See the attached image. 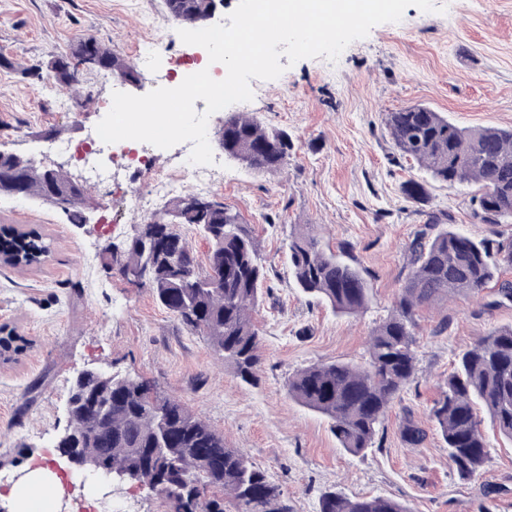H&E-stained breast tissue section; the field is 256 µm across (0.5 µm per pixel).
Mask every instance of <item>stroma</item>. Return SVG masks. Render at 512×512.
<instances>
[{
    "mask_svg": "<svg viewBox=\"0 0 512 512\" xmlns=\"http://www.w3.org/2000/svg\"><path fill=\"white\" fill-rule=\"evenodd\" d=\"M439 12L407 8L397 23L372 28L331 62L325 57L290 63L274 80H251L253 98L212 114L208 133L223 117L250 114L288 132L294 149L279 171L257 174L224 158V179L207 188L253 224L269 270L255 314L263 360L255 383L243 382L156 302L148 289L110 274L103 250L135 232L142 211L124 206L130 189L152 193L157 178L178 179L179 193L197 191L183 173L185 144L153 148L149 166L132 173L122 155L112 180L85 182L78 155H45L46 143L81 144L106 115L115 86L144 95L176 57L196 56L163 0H0V54L15 68H0V148L85 182L86 223L74 224L43 202L0 196V224L38 226L52 252L40 267H0V323L30 340L17 361L0 363V490L20 482L30 459L61 461L57 442L68 426L65 403L73 377L86 368L145 379L222 433L287 494L294 512H317L324 491L385 496L409 512H512V442L486 429L490 457L473 478H459L437 433L423 447L402 441L404 410L425 418L455 353L491 327L512 323V304L483 311L477 299L457 295L422 310L417 385L390 412L381 444L353 456L338 447L326 417L290 399L289 376L318 362L361 361L368 334L385 318L402 285L405 248L427 212L445 210L461 231L489 236L470 206L471 187L431 181L401 158L384 128L386 113L424 104L463 127H512V0H435ZM160 29L172 33L154 68L139 50ZM91 34L129 62L137 85L109 70L81 75L83 98L49 77H30L21 66L48 62ZM424 182L427 199H406L400 185ZM310 224L323 242L351 244L372 286L367 310L338 315L294 284L285 237L291 225ZM448 331L436 334L440 320ZM121 512H167L143 485L113 492L97 488Z\"/></svg>",
    "mask_w": 512,
    "mask_h": 512,
    "instance_id": "obj_1",
    "label": "stroma"
}]
</instances>
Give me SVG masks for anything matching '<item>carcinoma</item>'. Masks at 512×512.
<instances>
[{"label":"carcinoma","instance_id":"obj_1","mask_svg":"<svg viewBox=\"0 0 512 512\" xmlns=\"http://www.w3.org/2000/svg\"><path fill=\"white\" fill-rule=\"evenodd\" d=\"M210 0H164L169 17L180 23L201 18ZM86 55L97 68L123 75L133 68L92 35L78 39L66 55L48 63L61 88L76 89L80 75L72 61ZM385 128L399 153L448 187L478 183L471 198L473 215L491 226L512 222V128L461 127L425 105L385 114ZM293 150L288 133L238 114L224 121V154L257 173H274ZM402 193L421 201L425 184L402 183ZM40 199L83 220L85 187L61 171L19 165L0 156V195ZM199 230L209 242L201 264L177 230ZM288 258L298 288L336 314L367 309L371 287L361 270L324 246L310 224L290 226ZM0 252L19 255L16 268L45 259L50 241L36 235L0 231ZM119 273L136 279L155 300L192 333L204 336L224 363L251 383L262 360V333L252 311L262 296L267 270L259 241L240 214L215 198L193 193L169 201L137 225L118 260ZM401 291L388 315L369 333L367 357L360 363L322 362L288 378V394L300 405L329 419L340 448L359 456L374 447L395 402L416 381L418 312L448 294L484 299L490 310L512 303V236L491 231L476 239L455 228L446 212H428L406 247ZM68 438L60 443L79 457L95 455L115 470L136 473L156 491L169 512H293L281 487L271 482L239 449L185 405L155 391L144 379L95 378L73 390ZM481 403L498 432L512 439V324L496 326L470 348L455 354L441 396L427 417L448 450V461L462 478H473L488 460V444L475 404ZM428 436L412 411L404 412L402 440L420 448ZM208 448L224 456V469L209 471L196 454ZM318 512H409L383 497H348L326 491Z\"/></svg>","mask_w":512,"mask_h":512}]
</instances>
